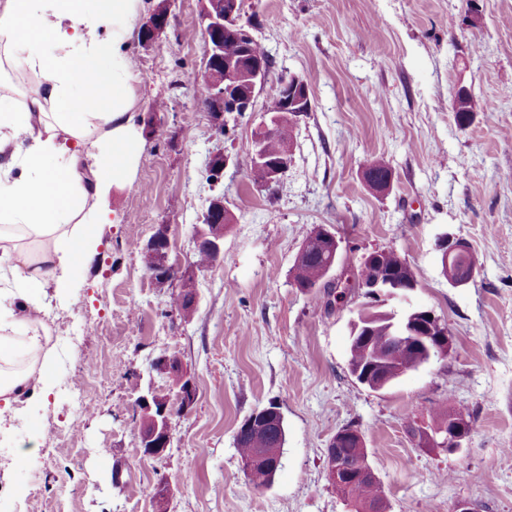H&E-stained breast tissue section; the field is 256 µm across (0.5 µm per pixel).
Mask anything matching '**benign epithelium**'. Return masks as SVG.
<instances>
[{
  "label": "benign epithelium",
  "mask_w": 512,
  "mask_h": 512,
  "mask_svg": "<svg viewBox=\"0 0 512 512\" xmlns=\"http://www.w3.org/2000/svg\"><path fill=\"white\" fill-rule=\"evenodd\" d=\"M168 21L167 9H156L144 24L142 44L146 47H156L162 44V34ZM202 22L206 34V59L198 80L209 89V94L203 98L202 104L212 118L217 136H224V130L229 128V121L236 120L247 112L253 111L257 94L271 81V70L263 64L251 63L245 65L231 60L220 67L214 62L224 58V37L222 33L232 28L242 30L241 7L239 0H203ZM278 85L281 90L288 92V107L286 112L270 118L269 126L276 130L286 123L294 124L299 118L311 110V101L307 82L297 76L283 77ZM254 168L260 176V184L266 188L279 186L285 178L291 163V146H286L278 155L277 161L271 163L263 150L255 148L253 153ZM231 223V214L224 205V197L216 196L211 199L203 216L202 223L196 225L194 243H207L213 259H218L224 253L225 225ZM441 258L448 281L453 285H463L470 282L472 273L463 262L467 243L461 238L444 237L438 242ZM144 266L152 279L158 284L172 282L177 278L189 277L191 272L170 259V242L168 227L163 225L148 241L142 250ZM362 285L367 289V295L379 299L385 305L392 301L398 304L410 303V292L393 277L384 274L373 267L370 275ZM392 339L409 342L423 351L421 362H429L434 358L444 357L450 353L452 344L448 328L429 310H414L406 315V321L393 331ZM384 369L379 371L375 387L383 389L389 380L407 372V369L397 371L391 368L387 360L380 361ZM160 369L168 371L172 368L180 371V387L176 391L177 401L188 411L192 408L196 397V386L192 377L184 370L180 358L176 355L166 357L159 363ZM141 410L140 445L144 454L159 458L169 448L173 437V402L153 393L143 395L138 401ZM280 415V410L270 405L255 410L247 420L259 428L267 426ZM468 435L464 427V419L459 417L448 424V429H442L425 436L424 443L436 446H446L456 450L462 446ZM281 464V456H255L242 461V469L249 475L253 469L262 465L277 469ZM325 465L328 480L333 485H351L376 479L373 468L367 458L357 469L352 470L343 466L331 452H326Z\"/></svg>",
  "instance_id": "obj_1"
}]
</instances>
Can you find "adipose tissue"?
Wrapping results in <instances>:
<instances>
[{"mask_svg": "<svg viewBox=\"0 0 512 512\" xmlns=\"http://www.w3.org/2000/svg\"><path fill=\"white\" fill-rule=\"evenodd\" d=\"M139 0H0V70L29 71L25 101L0 91V410L24 391L45 393L44 368L12 364L35 354L46 287L68 284L98 245L104 190L135 173L134 74L121 52ZM31 239L17 245L16 237Z\"/></svg>", "mask_w": 512, "mask_h": 512, "instance_id": "adipose-tissue-1", "label": "adipose tissue"}]
</instances>
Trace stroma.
Listing matches in <instances>:
<instances>
[{"mask_svg":"<svg viewBox=\"0 0 512 512\" xmlns=\"http://www.w3.org/2000/svg\"><path fill=\"white\" fill-rule=\"evenodd\" d=\"M166 4L158 48L137 34L122 46L136 77L133 183L111 190L109 224L88 267L48 288L42 326L53 386L23 413H0V512H155L153 490L170 488L167 512H349L327 478L325 452L356 427L389 512H512V0H246L273 76L309 85L311 110L291 133L287 176L268 191L240 163L264 117L256 97L228 137L216 138L199 82L205 59L200 0H141L138 23ZM489 109L467 127L451 109L458 87ZM228 163L207 181L211 155ZM385 157L390 187L372 190L367 165ZM233 222L224 254L198 272L195 315L181 322L177 288L147 273L140 246L167 225L171 256L194 260L193 227L214 195ZM327 226L340 258L312 291L293 265L305 238ZM465 239L472 281L442 272V235ZM392 250L416 271L413 307L433 311L452 338L443 359L374 391L349 372L351 323L363 302L357 271ZM343 289L342 301L327 292ZM177 355L196 401L174 418L162 458L144 456L134 412ZM78 382L88 410L63 390ZM276 404L287 434L274 482L254 487L235 432ZM444 404L470 433L461 448L415 447L410 420L428 425ZM39 448L23 454L34 427Z\"/></svg>","mask_w":512,"mask_h":512,"instance_id":"35a3bbf8","label":"stroma"}]
</instances>
